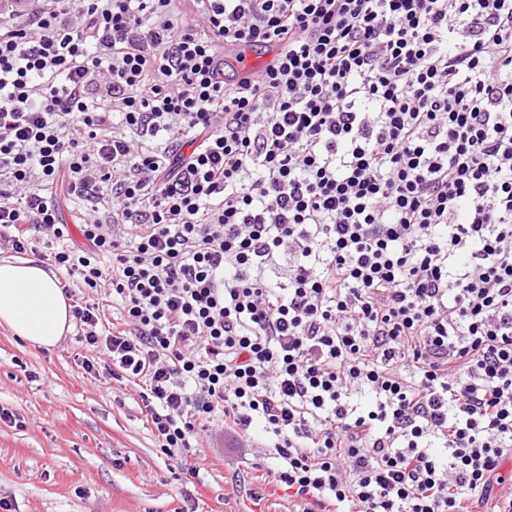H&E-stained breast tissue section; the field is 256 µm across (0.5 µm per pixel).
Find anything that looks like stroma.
I'll return each mask as SVG.
<instances>
[{"label":"stroma","mask_w":512,"mask_h":512,"mask_svg":"<svg viewBox=\"0 0 512 512\" xmlns=\"http://www.w3.org/2000/svg\"><path fill=\"white\" fill-rule=\"evenodd\" d=\"M103 354L69 332L49 350L0 326V501L16 512H295L257 459L224 434L200 442L184 464L164 455L133 388L104 386L83 361Z\"/></svg>","instance_id":"35a3bbf8"}]
</instances>
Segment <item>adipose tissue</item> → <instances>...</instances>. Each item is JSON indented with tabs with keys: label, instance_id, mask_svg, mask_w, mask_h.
Instances as JSON below:
<instances>
[{
	"label": "adipose tissue",
	"instance_id": "obj_1",
	"mask_svg": "<svg viewBox=\"0 0 512 512\" xmlns=\"http://www.w3.org/2000/svg\"><path fill=\"white\" fill-rule=\"evenodd\" d=\"M58 276L32 260L0 261V325L34 346L55 347L72 328Z\"/></svg>",
	"mask_w": 512,
	"mask_h": 512
}]
</instances>
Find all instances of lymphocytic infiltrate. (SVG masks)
Returning <instances> with one entry per match:
<instances>
[{
    "label": "lymphocytic infiltrate",
    "mask_w": 512,
    "mask_h": 512,
    "mask_svg": "<svg viewBox=\"0 0 512 512\" xmlns=\"http://www.w3.org/2000/svg\"><path fill=\"white\" fill-rule=\"evenodd\" d=\"M2 245L105 289L172 460L260 423L299 512H512V0H12Z\"/></svg>",
    "instance_id": "obj_1"
}]
</instances>
